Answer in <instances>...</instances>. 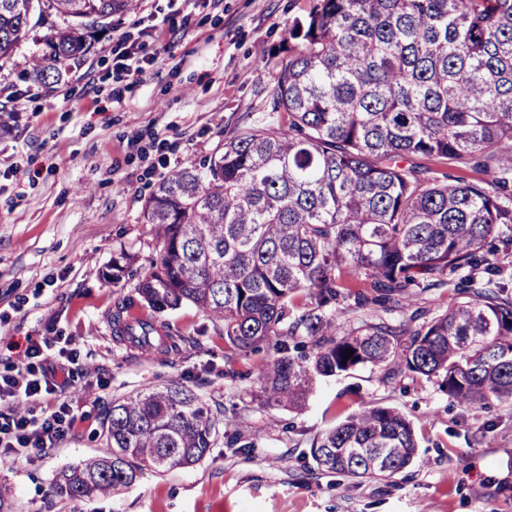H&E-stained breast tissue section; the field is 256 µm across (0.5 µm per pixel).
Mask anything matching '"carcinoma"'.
<instances>
[{"label": "carcinoma", "mask_w": 512, "mask_h": 512, "mask_svg": "<svg viewBox=\"0 0 512 512\" xmlns=\"http://www.w3.org/2000/svg\"><path fill=\"white\" fill-rule=\"evenodd\" d=\"M134 0H0V62L13 61L33 15L66 24L23 62L57 81ZM267 114L198 162L172 170L146 199L149 268L135 285L152 316H112L139 347H178L161 314L192 304L224 337V376L274 341L256 365L267 408L299 410L318 377L359 365L389 379L406 371L460 404L512 402V297L488 248L512 246V0H314L288 28ZM465 166L467 180L412 161ZM134 255L112 256L118 284ZM466 298L420 324L375 316L344 329L341 303L407 310L415 294L449 283ZM407 340H402V337ZM352 352L348 359L346 352ZM220 432L209 403L180 382L112 402L110 453L62 470L57 492L90 499L130 487L145 469L200 462ZM417 440L397 409L363 405L313 444L319 469L390 478Z\"/></svg>", "instance_id": "carcinoma-1"}]
</instances>
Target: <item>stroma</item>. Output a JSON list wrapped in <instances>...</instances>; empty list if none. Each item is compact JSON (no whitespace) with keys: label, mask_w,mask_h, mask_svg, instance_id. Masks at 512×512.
<instances>
[{"label":"stroma","mask_w":512,"mask_h":512,"mask_svg":"<svg viewBox=\"0 0 512 512\" xmlns=\"http://www.w3.org/2000/svg\"><path fill=\"white\" fill-rule=\"evenodd\" d=\"M313 0H137L91 38L60 82L35 83L0 66V372L29 340L69 336L86 376L70 389L78 415L55 448L0 460L12 512H512V404L458 403L435 381L382 380L360 366L316 379L300 410L260 406L250 380L224 376V341L202 335L208 318L186 304L165 314L178 351L116 342L112 316L136 305L149 265L142 207L173 168L211 154L244 120L265 110L292 21ZM146 44L144 72L117 67L119 38ZM137 253L119 284L102 272L119 250ZM105 379L98 389L96 379ZM180 381L236 416L249 453L217 446L198 463L144 471L115 495L59 496L57 475L108 450L115 399ZM364 404L393 407L414 424L410 466L382 480L317 469V438Z\"/></svg>","instance_id":"obj_1"}]
</instances>
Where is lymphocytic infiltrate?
Wrapping results in <instances>:
<instances>
[{
	"label": "lymphocytic infiltrate",
	"mask_w": 512,
	"mask_h": 512,
	"mask_svg": "<svg viewBox=\"0 0 512 512\" xmlns=\"http://www.w3.org/2000/svg\"><path fill=\"white\" fill-rule=\"evenodd\" d=\"M54 358H47L48 350ZM81 351L67 338L30 341L10 373H0V457L27 458L35 448H54L72 431L77 416L66 397Z\"/></svg>",
	"instance_id": "lymphocytic-infiltrate-1"
}]
</instances>
